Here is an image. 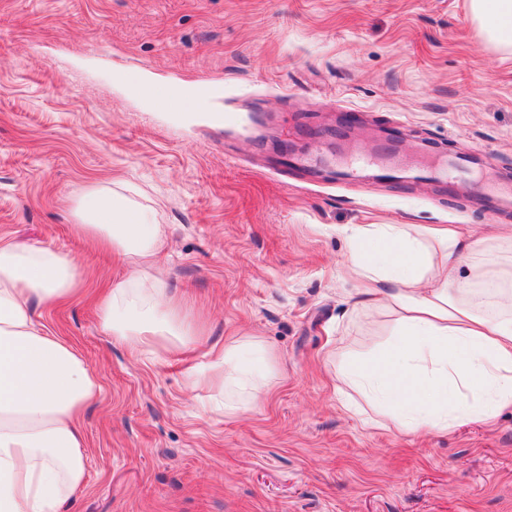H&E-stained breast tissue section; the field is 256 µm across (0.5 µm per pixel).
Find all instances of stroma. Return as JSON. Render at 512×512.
<instances>
[{
  "instance_id": "1",
  "label": "stroma",
  "mask_w": 512,
  "mask_h": 512,
  "mask_svg": "<svg viewBox=\"0 0 512 512\" xmlns=\"http://www.w3.org/2000/svg\"><path fill=\"white\" fill-rule=\"evenodd\" d=\"M208 106L161 107L142 85ZM455 187L425 177L439 158ZM512 53L468 0H0V238L75 255L80 297L36 311L99 377L68 512H512V409L403 434L342 407L332 374L394 340L344 272L367 224L512 232ZM112 184L165 234L150 260L211 344L255 340L268 390L222 412L185 361L136 354L94 297L125 263L73 198Z\"/></svg>"
}]
</instances>
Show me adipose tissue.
<instances>
[{"label": "adipose tissue", "instance_id": "ef3b65f1", "mask_svg": "<svg viewBox=\"0 0 512 512\" xmlns=\"http://www.w3.org/2000/svg\"><path fill=\"white\" fill-rule=\"evenodd\" d=\"M469 10L492 42L512 49V0H469ZM71 213L84 239L131 268L98 300L104 331L152 355L191 344L195 331L175 297L142 267L163 243L155 211L96 185L75 198ZM352 237L367 244L349 259L364 287L360 304L392 310L397 329L381 357L340 366L338 391L350 388L382 405L378 425L406 433L448 431L512 408V316L486 315L474 287L512 277V268L495 272L482 260L486 252L512 254V236L477 241L452 226L422 235L401 224H373ZM79 287L70 254L0 239V512H64L85 484L81 415L101 383L34 315L35 306L71 299ZM209 355L205 367L187 371L191 389L215 387L251 401L262 392L254 363L269 361L268 351L215 345Z\"/></svg>", "mask_w": 512, "mask_h": 512}]
</instances>
